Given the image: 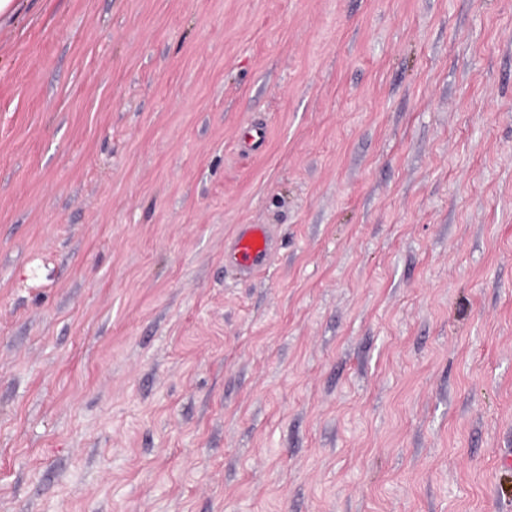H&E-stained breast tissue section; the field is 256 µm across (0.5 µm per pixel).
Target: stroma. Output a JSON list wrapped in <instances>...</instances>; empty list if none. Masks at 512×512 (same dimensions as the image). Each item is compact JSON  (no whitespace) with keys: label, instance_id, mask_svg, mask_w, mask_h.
Here are the masks:
<instances>
[{"label":"stroma","instance_id":"obj_1","mask_svg":"<svg viewBox=\"0 0 512 512\" xmlns=\"http://www.w3.org/2000/svg\"><path fill=\"white\" fill-rule=\"evenodd\" d=\"M0 512H512V0L0 21ZM274 249L263 224H240L224 241V264L234 267L244 277H251L269 264Z\"/></svg>","mask_w":512,"mask_h":512}]
</instances>
